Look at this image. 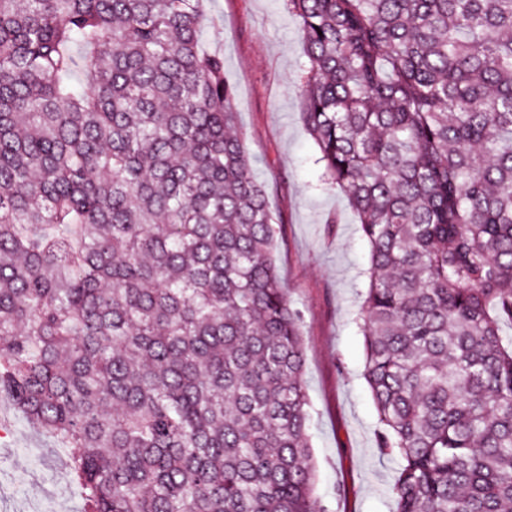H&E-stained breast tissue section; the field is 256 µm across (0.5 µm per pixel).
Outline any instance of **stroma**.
<instances>
[{
    "label": "stroma",
    "instance_id": "obj_1",
    "mask_svg": "<svg viewBox=\"0 0 512 512\" xmlns=\"http://www.w3.org/2000/svg\"><path fill=\"white\" fill-rule=\"evenodd\" d=\"M283 0H208L205 47L224 55L237 122L274 214L275 263L302 314L310 397L314 494L326 512H394L398 462L377 446L365 338L356 316L367 287L369 247L346 197L324 177L300 119L296 85L306 59ZM56 445L8 401L0 402V512L63 500L81 512V489Z\"/></svg>",
    "mask_w": 512,
    "mask_h": 512
}]
</instances>
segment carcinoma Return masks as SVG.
Segmentation results:
<instances>
[{
  "instance_id": "obj_1",
  "label": "carcinoma",
  "mask_w": 512,
  "mask_h": 512,
  "mask_svg": "<svg viewBox=\"0 0 512 512\" xmlns=\"http://www.w3.org/2000/svg\"><path fill=\"white\" fill-rule=\"evenodd\" d=\"M370 248L395 512H512V0H285ZM204 0H0V396L84 512H324L302 316Z\"/></svg>"
}]
</instances>
